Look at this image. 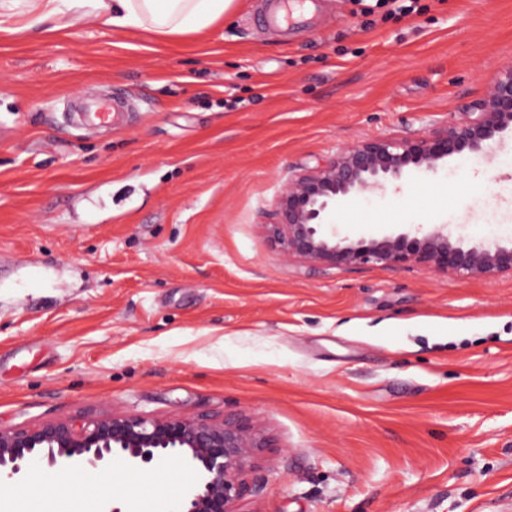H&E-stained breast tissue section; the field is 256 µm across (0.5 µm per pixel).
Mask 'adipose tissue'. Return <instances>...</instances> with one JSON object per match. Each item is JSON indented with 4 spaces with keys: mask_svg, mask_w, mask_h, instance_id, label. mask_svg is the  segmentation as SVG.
Returning a JSON list of instances; mask_svg holds the SVG:
<instances>
[{
    "mask_svg": "<svg viewBox=\"0 0 512 512\" xmlns=\"http://www.w3.org/2000/svg\"><path fill=\"white\" fill-rule=\"evenodd\" d=\"M234 0H0V32L18 34L67 15L93 17L107 29L141 28L165 37L199 32Z\"/></svg>",
    "mask_w": 512,
    "mask_h": 512,
    "instance_id": "adipose-tissue-1",
    "label": "adipose tissue"
}]
</instances>
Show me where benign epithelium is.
<instances>
[{
  "instance_id": "7a95c632",
  "label": "benign epithelium",
  "mask_w": 512,
  "mask_h": 512,
  "mask_svg": "<svg viewBox=\"0 0 512 512\" xmlns=\"http://www.w3.org/2000/svg\"><path fill=\"white\" fill-rule=\"evenodd\" d=\"M476 109L475 117L431 132L372 138L345 147L288 180L270 214L274 247L308 266L413 262L466 278L512 273V243L466 245L446 224L420 237L401 233L351 240L339 237L329 222L336 204L351 193L384 190L410 167L435 172L451 157L482 154L489 143L502 142L512 132V68L496 73ZM267 447V437L243 415L214 420L112 412L91 422L0 428V472L12 477L43 465L106 469L116 459L143 469L173 462L196 473L177 512H241V501L257 493L242 474L257 451Z\"/></svg>"
}]
</instances>
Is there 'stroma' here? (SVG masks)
I'll use <instances>...</instances> for the list:
<instances>
[{
	"instance_id": "obj_1",
	"label": "stroma",
	"mask_w": 512,
	"mask_h": 512,
	"mask_svg": "<svg viewBox=\"0 0 512 512\" xmlns=\"http://www.w3.org/2000/svg\"><path fill=\"white\" fill-rule=\"evenodd\" d=\"M235 0L164 38L93 19L0 34V427L242 414L274 440L242 512H512V274L317 269L265 215L288 179L373 137L464 121L512 67V0H324L314 31ZM120 128L66 114L88 94ZM512 139L345 197L352 239L512 225ZM132 469L0 484L129 512Z\"/></svg>"
}]
</instances>
